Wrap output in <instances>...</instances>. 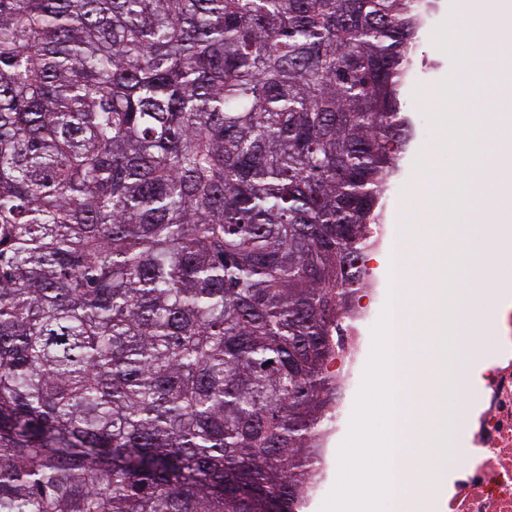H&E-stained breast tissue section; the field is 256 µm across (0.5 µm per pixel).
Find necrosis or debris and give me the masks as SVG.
Returning a JSON list of instances; mask_svg holds the SVG:
<instances>
[{"label": "necrosis or debris", "instance_id": "1", "mask_svg": "<svg viewBox=\"0 0 512 512\" xmlns=\"http://www.w3.org/2000/svg\"><path fill=\"white\" fill-rule=\"evenodd\" d=\"M482 300L494 317L475 339L478 373L456 422L465 461L450 478L445 512H512V290Z\"/></svg>", "mask_w": 512, "mask_h": 512}]
</instances>
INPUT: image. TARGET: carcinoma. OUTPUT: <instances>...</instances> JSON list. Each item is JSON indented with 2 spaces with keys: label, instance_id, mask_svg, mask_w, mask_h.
I'll use <instances>...</instances> for the list:
<instances>
[{
  "label": "carcinoma",
  "instance_id": "1",
  "mask_svg": "<svg viewBox=\"0 0 512 512\" xmlns=\"http://www.w3.org/2000/svg\"><path fill=\"white\" fill-rule=\"evenodd\" d=\"M416 8L0 0V512H299Z\"/></svg>",
  "mask_w": 512,
  "mask_h": 512
}]
</instances>
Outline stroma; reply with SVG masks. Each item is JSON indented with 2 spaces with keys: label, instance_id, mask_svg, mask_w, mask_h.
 <instances>
[{
  "label": "stroma",
  "instance_id": "stroma-1",
  "mask_svg": "<svg viewBox=\"0 0 512 512\" xmlns=\"http://www.w3.org/2000/svg\"><path fill=\"white\" fill-rule=\"evenodd\" d=\"M457 0H431L427 19L419 29L414 46V63L408 72L402 90L401 105L412 129V137L405 144L392 179L396 187L384 201L392 214L401 242L410 251L424 250L432 237L427 222L436 218L435 199H420L415 170L417 161L427 162L433 169H440L450 159L448 151L434 145L436 131L428 117L437 103L432 96L437 87L453 72L451 56L441 49L435 39L436 28L444 22H452L455 29L475 32L490 21V7L496 0H485L486 10L465 13L456 7ZM464 82L479 81L480 87L472 96L482 111L500 116V123H489L481 127L478 144L482 149L481 163H489L497 155L503 140L512 135V70H484L477 61H470L463 72ZM392 251L387 241H379L366 257V265L375 280L374 287L361 290L354 300L355 307L376 310L385 304L396 282L392 277ZM351 430L350 420H343L332 436L330 452L326 458L322 478V490L314 497L306 512H322L323 505L333 491L339 476L337 450L347 439Z\"/></svg>",
  "mask_w": 512,
  "mask_h": 512
}]
</instances>
